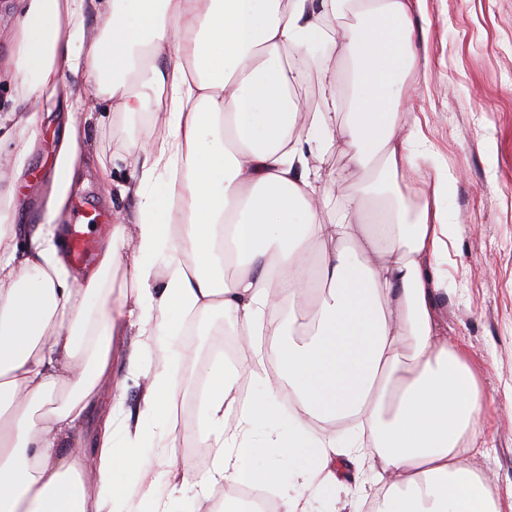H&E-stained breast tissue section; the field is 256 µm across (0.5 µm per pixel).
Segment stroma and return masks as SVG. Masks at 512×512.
Wrapping results in <instances>:
<instances>
[{
	"label": "stroma",
	"instance_id": "35a3bbf8",
	"mask_svg": "<svg viewBox=\"0 0 512 512\" xmlns=\"http://www.w3.org/2000/svg\"><path fill=\"white\" fill-rule=\"evenodd\" d=\"M412 49L418 62L427 63L430 77L425 83L411 75L404 78L410 95L402 118L426 117L423 133L437 165L410 176L401 190L417 197L424 179L434 177L439 167L458 178L448 200L457 226L443 264L448 292L437 297L436 322L449 347L463 350L482 390L495 401L478 440L466 443V464L492 476L501 512H512V401L506 396L512 387V0H422L413 16ZM29 109L20 87L0 82V153H11L14 122ZM65 122V112L38 113L21 180L0 182V197L14 195L19 206V243H26L27 228L43 221L41 213H33L32 202L42 209L49 206ZM156 131L146 116L131 121L107 113L86 123L83 141L89 158L58 224L74 222L87 209L100 212V225L87 231L93 248H100L113 224L133 210L132 200L118 189L134 173L124 145L129 135ZM103 163L112 169L114 187L101 181ZM134 341L128 335L114 342L112 388L88 409L81 426L86 452H94L98 428L114 398L124 401L123 423L138 420L147 380L128 364ZM379 466L373 448L355 462L339 458L335 494L305 496L307 512H362L363 501L352 498L349 489Z\"/></svg>",
	"mask_w": 512,
	"mask_h": 512
}]
</instances>
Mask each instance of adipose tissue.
<instances>
[{"label": "adipose tissue", "instance_id": "1", "mask_svg": "<svg viewBox=\"0 0 512 512\" xmlns=\"http://www.w3.org/2000/svg\"><path fill=\"white\" fill-rule=\"evenodd\" d=\"M419 3L17 0L13 79L35 106L56 105L65 76L81 77L104 111L155 116L163 132L129 137L136 207L92 269L68 267L55 211L23 249L17 204L0 203V512H171L184 488L195 492L190 512H212L226 485L277 490L276 512H299L302 487L328 490L333 457L360 458L369 442L381 450L376 512H500L491 476L463 460L489 400L433 320L447 284L429 268L456 232L455 178L436 175L418 204L399 188L432 160L412 149L419 123L398 120L400 75H428L411 51ZM346 8L362 23L342 32L331 18ZM339 52L352 63L343 103ZM292 53L312 59L316 110L288 92L305 79ZM81 107L69 101L56 157L61 200L80 160ZM338 148L347 161L335 177L324 159ZM126 256L131 285L118 289L112 273ZM217 314L240 346L268 337L276 367L262 396L243 397L223 361L206 366L197 441L213 458L201 470L175 453L169 361L187 320ZM129 329L143 338L129 362L149 379L147 423L117 435L104 422L91 455L76 429L111 384L112 341ZM284 393L298 405L289 415ZM346 419L355 425L341 439L313 427ZM261 424L272 431L259 443ZM154 426L162 443L146 457Z\"/></svg>", "mask_w": 512, "mask_h": 512}]
</instances>
